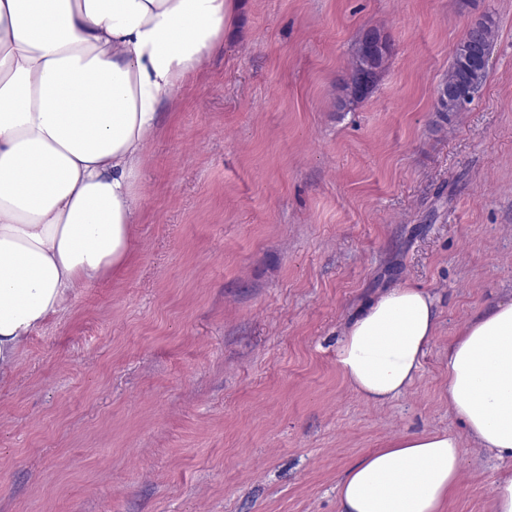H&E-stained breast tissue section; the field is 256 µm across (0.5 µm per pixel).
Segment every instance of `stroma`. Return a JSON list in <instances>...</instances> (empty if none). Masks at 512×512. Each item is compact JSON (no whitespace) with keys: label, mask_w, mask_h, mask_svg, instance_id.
<instances>
[{"label":"stroma","mask_w":512,"mask_h":512,"mask_svg":"<svg viewBox=\"0 0 512 512\" xmlns=\"http://www.w3.org/2000/svg\"><path fill=\"white\" fill-rule=\"evenodd\" d=\"M496 21L484 87L442 115L467 26ZM391 56L336 107L367 26ZM135 249L77 289L0 376V512H337V485L403 434L460 436L446 512H490L506 470L448 406V343L512 298V0H245L163 108ZM439 307L384 405L336 349L378 295Z\"/></svg>","instance_id":"1"}]
</instances>
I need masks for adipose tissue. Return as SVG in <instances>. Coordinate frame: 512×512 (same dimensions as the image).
I'll return each mask as SVG.
<instances>
[{
	"label": "adipose tissue",
	"instance_id": "1",
	"mask_svg": "<svg viewBox=\"0 0 512 512\" xmlns=\"http://www.w3.org/2000/svg\"><path fill=\"white\" fill-rule=\"evenodd\" d=\"M241 5L0 0V372L75 288L129 259L161 106ZM88 99L96 111H78ZM438 322L430 292L391 289L346 327L336 364L366 401L389 402L416 379ZM448 403L466 438L512 460V301L480 311L449 342ZM462 438L409 434L368 451L339 482V512H445Z\"/></svg>",
	"mask_w": 512,
	"mask_h": 512
}]
</instances>
